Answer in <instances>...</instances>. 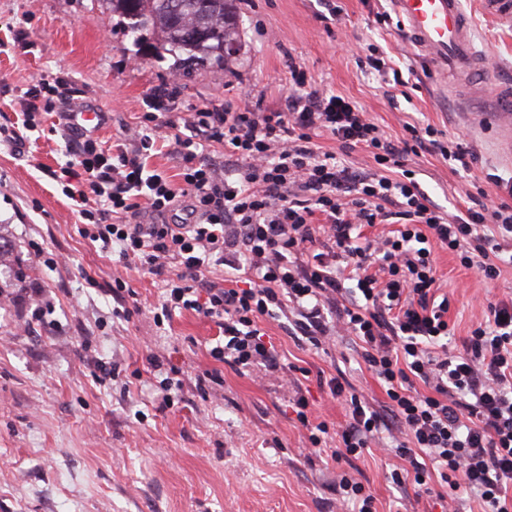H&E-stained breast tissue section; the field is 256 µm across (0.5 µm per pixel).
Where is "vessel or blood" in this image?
Instances as JSON below:
<instances>
[{
  "mask_svg": "<svg viewBox=\"0 0 512 512\" xmlns=\"http://www.w3.org/2000/svg\"><path fill=\"white\" fill-rule=\"evenodd\" d=\"M393 8L406 24L412 43L424 50L445 81L440 95H447L446 80L482 71V55L472 37L471 24L462 0H392ZM500 146L512 158V87L497 88Z\"/></svg>",
  "mask_w": 512,
  "mask_h": 512,
  "instance_id": "1",
  "label": "vessel or blood"
}]
</instances>
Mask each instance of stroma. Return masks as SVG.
<instances>
[{
    "instance_id": "1",
    "label": "stroma",
    "mask_w": 512,
    "mask_h": 512,
    "mask_svg": "<svg viewBox=\"0 0 512 512\" xmlns=\"http://www.w3.org/2000/svg\"><path fill=\"white\" fill-rule=\"evenodd\" d=\"M462 2L488 75L440 99L437 69L405 46L395 23L374 21L376 12L392 11L391 0H335L341 13L329 24L320 20L324 0H236L240 52L224 67L188 74L152 30L138 40L128 35L127 18L105 0H0V22L31 34L30 46L0 52V106L39 76L69 80L85 105L104 110L98 136L108 146L139 124L143 97L160 81L169 82L182 112L246 93L278 108L293 62L313 86L366 110L389 139L401 138L410 122L468 141L478 154L470 173L426 151L408 161L433 203L456 215L488 175L512 176L492 117L496 86L512 84V19L497 17L485 0ZM370 44L400 69H414L419 89L392 96L364 74L358 56ZM41 121L39 140L0 147V235L12 242L20 270L0 275V512H340L342 467L330 451H307L290 402L303 392L314 416L343 423L345 411L327 387L340 375L382 407L385 393L355 337L323 351L262 322L283 361L305 371L287 384L214 361L209 350L219 329L195 312L156 324L160 277L126 274L117 257L79 236L73 202L49 176L65 162L62 130L56 115ZM434 256L450 299L449 346L457 350L489 303L512 297V267L489 282L446 250ZM90 275L96 286L87 284ZM121 275L132 290L125 319L112 315L113 280ZM33 286L55 302L42 320L25 300ZM151 354L180 371L184 387L173 406L159 408L152 398ZM100 360L116 367L115 379L99 381ZM392 464L380 454L352 462L377 512H428L427 498L393 484Z\"/></svg>"
}]
</instances>
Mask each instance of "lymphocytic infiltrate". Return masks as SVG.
<instances>
[{
	"label": "lymphocytic infiltrate",
	"instance_id": "obj_1",
	"mask_svg": "<svg viewBox=\"0 0 512 512\" xmlns=\"http://www.w3.org/2000/svg\"><path fill=\"white\" fill-rule=\"evenodd\" d=\"M285 106L263 98L165 117L172 96L160 84L145 94L141 125L106 147L88 134L65 146L59 182L81 219L78 234L118 255L125 269L162 277L155 321L192 311L224 331L209 351L237 373L282 366L260 323L281 322L315 347L356 337L361 357L386 395L377 410L331 378L332 398L347 420L313 422L305 397L295 401L312 451L336 438L335 461L372 451L382 427L402 439L393 450L397 484L411 483L443 512H456L453 494L473 493L481 512H512V299L489 307L485 322L449 351L448 299L438 298L435 247L448 248L464 268L487 280L512 265V178L496 179L461 215L449 217L421 189L407 155L426 150L470 170L477 154L448 144L442 131L408 126L391 142L349 98L313 87L299 65L289 67ZM20 118L0 124V142L17 145L40 126L37 115L71 117L81 109L63 81L40 77L17 97ZM173 130L180 184L146 160ZM329 136L338 151L318 145ZM223 162L200 157L212 144ZM378 169L358 170L352 151ZM399 169L390 177V169ZM187 219L170 222L177 209ZM376 228L368 237L364 228ZM174 273H167V266ZM224 270L223 280L210 276Z\"/></svg>",
	"mask_w": 512,
	"mask_h": 512
}]
</instances>
